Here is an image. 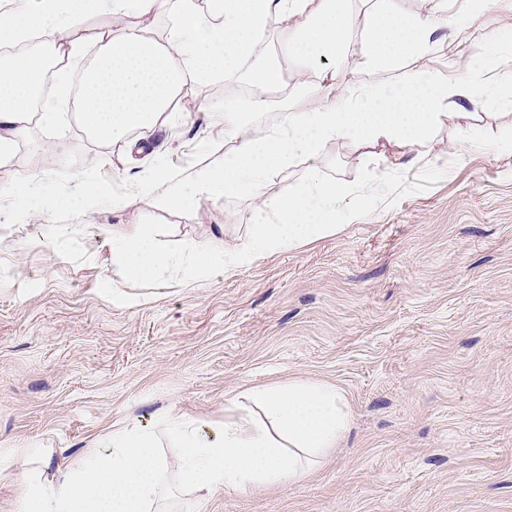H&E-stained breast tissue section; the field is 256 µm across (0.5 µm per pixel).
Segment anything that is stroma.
I'll list each match as a JSON object with an SVG mask.
<instances>
[{"label": "stroma", "instance_id": "obj_1", "mask_svg": "<svg viewBox=\"0 0 512 512\" xmlns=\"http://www.w3.org/2000/svg\"><path fill=\"white\" fill-rule=\"evenodd\" d=\"M448 26L414 62L445 78L479 66L496 32L500 74H512V0L474 13L447 0ZM251 88L238 76L185 84L154 155L123 164L73 118L30 124L0 186L18 172L61 195L92 173L112 199L92 216L62 210L66 237L42 221L0 223V512H15L28 448L60 459L118 422L153 431L169 463L181 440L166 415L224 421V400L254 387L336 386L350 429L311 476L259 490L218 492L184 512H512V114L491 99L476 114L442 119L430 157L412 167L328 144L325 178L360 193L391 188L360 222L208 275L189 287L123 278L103 233L145 224L165 247L188 251L213 232L233 247L259 202L249 194L197 199L185 211L132 198L140 169L161 158L172 176L223 155L226 101ZM65 152L44 163L52 143Z\"/></svg>", "mask_w": 512, "mask_h": 512}]
</instances>
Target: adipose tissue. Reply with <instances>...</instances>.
Wrapping results in <instances>:
<instances>
[{"mask_svg":"<svg viewBox=\"0 0 512 512\" xmlns=\"http://www.w3.org/2000/svg\"><path fill=\"white\" fill-rule=\"evenodd\" d=\"M445 5L446 0H434L428 11L402 12L392 0H108L115 18L132 11L145 18L171 14L174 26L162 44L143 27L103 33L89 26L95 0H38L33 10L0 12V43L17 47L0 56V163L14 157L30 121L59 122L69 85L57 61L81 71L84 129L128 162L148 149L136 132L164 127V115L184 83L243 74L255 94L247 104L224 107V139L231 150L190 172L177 187L170 186L165 165L155 162L140 173L137 193L168 210L189 209L202 197L255 195L261 206L245 240L231 248L216 234L185 258L160 247L140 225L116 224L108 231L113 261L133 279L150 280L171 268L175 284L187 286L205 274L240 269L336 232L366 213L367 203L352 185L321 177L318 163L328 143L350 141L369 157L387 143L418 161L432 149L439 108L460 110L497 96L512 107V95L501 96L500 83L488 76L499 66L495 54L452 82L413 68L447 25ZM296 17L302 23L287 52L300 70L288 94L271 101L265 93L282 85L284 74L260 53V42L272 27ZM79 29L84 35L78 40ZM39 32L50 36L45 47L26 49ZM355 35L362 43L359 69L349 63ZM88 44L101 47L89 65L83 62ZM322 62L348 77L336 98H328L316 78ZM366 72L373 81L363 80ZM382 74L390 75V83L379 82ZM48 80L55 91L45 96L41 90ZM304 100L313 101V108L301 109ZM271 108L279 114L276 123L257 129L258 117ZM301 160L308 164L307 176L295 186H280L278 175ZM76 179L70 195L49 197L20 172L0 188L1 196L14 199L0 222L23 224L33 217L47 222L61 208L88 213L104 202L94 175L80 172ZM248 398L256 414L242 413L239 399L231 397L224 401L220 426L167 418L182 442L175 471L153 433L143 428L121 427L58 463L43 461L40 471L24 476L16 488L22 512H176L171 475L202 498L295 482L315 469V454L336 447L349 430L345 400L330 384L257 388Z\"/></svg>","mask_w":512,"mask_h":512,"instance_id":"obj_1","label":"adipose tissue"}]
</instances>
